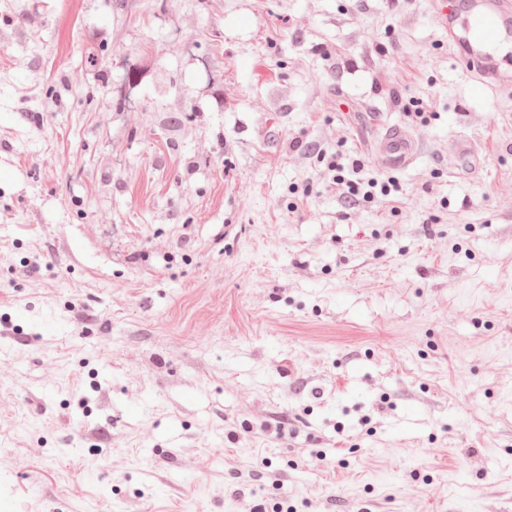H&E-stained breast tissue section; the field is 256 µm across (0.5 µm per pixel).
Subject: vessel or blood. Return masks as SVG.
Here are the masks:
<instances>
[{
    "label": "vessel or blood",
    "instance_id": "obj_1",
    "mask_svg": "<svg viewBox=\"0 0 512 512\" xmlns=\"http://www.w3.org/2000/svg\"><path fill=\"white\" fill-rule=\"evenodd\" d=\"M448 43L478 85L511 86L512 69H491L490 61L497 55L512 59V0H467L463 18L448 28ZM378 145L395 169L408 168L421 155L411 132L398 126L385 127Z\"/></svg>",
    "mask_w": 512,
    "mask_h": 512
}]
</instances>
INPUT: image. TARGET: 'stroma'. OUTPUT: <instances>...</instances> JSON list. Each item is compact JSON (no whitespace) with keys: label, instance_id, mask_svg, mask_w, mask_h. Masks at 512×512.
I'll list each match as a JSON object with an SVG mask.
<instances>
[{"label":"stroma","instance_id":"35a3bbf8","mask_svg":"<svg viewBox=\"0 0 512 512\" xmlns=\"http://www.w3.org/2000/svg\"><path fill=\"white\" fill-rule=\"evenodd\" d=\"M460 4L0 0V512H239L269 465L288 512H512V89ZM379 147L388 156L391 168L404 170L421 156L419 144L411 132L399 126H388L380 134ZM328 168L335 172L331 185L336 186L339 196L354 204H369L379 196L387 197L395 186L390 178L383 180L376 176H366L361 158H352L346 165L332 160Z\"/></svg>","mask_w":512,"mask_h":512}]
</instances>
